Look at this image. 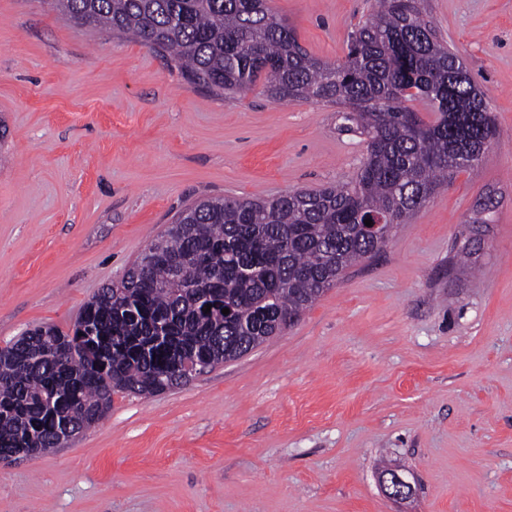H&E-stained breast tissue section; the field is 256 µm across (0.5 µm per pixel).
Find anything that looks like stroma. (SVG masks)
I'll list each match as a JSON object with an SVG mask.
<instances>
[{
    "label": "stroma",
    "mask_w": 512,
    "mask_h": 512,
    "mask_svg": "<svg viewBox=\"0 0 512 512\" xmlns=\"http://www.w3.org/2000/svg\"><path fill=\"white\" fill-rule=\"evenodd\" d=\"M270 5L337 64L372 0ZM424 15L494 117L479 175L456 173L280 335L0 461V512H512V0ZM340 125L335 105L216 94L49 0H0V347L71 329L195 199L350 182L367 143ZM389 466L412 498L386 494Z\"/></svg>",
    "instance_id": "35a3bbf8"
}]
</instances>
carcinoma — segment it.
I'll return each instance as SVG.
<instances>
[{
	"label": "carcinoma",
	"instance_id": "cac0c4a2",
	"mask_svg": "<svg viewBox=\"0 0 512 512\" xmlns=\"http://www.w3.org/2000/svg\"><path fill=\"white\" fill-rule=\"evenodd\" d=\"M50 2L77 27L115 30L166 55L202 88L245 93L260 81L278 101L343 106L367 153L346 184L197 201L84 305L73 325L83 337L53 325L19 337L13 357L0 358V459L58 447L63 422L95 425L115 392L184 384L188 358L209 371L281 334L385 247L364 220L406 223L448 176L478 171L497 137L481 92L421 0H374L339 65L310 55L267 0ZM63 338L83 352L50 357Z\"/></svg>",
	"mask_w": 512,
	"mask_h": 512
}]
</instances>
